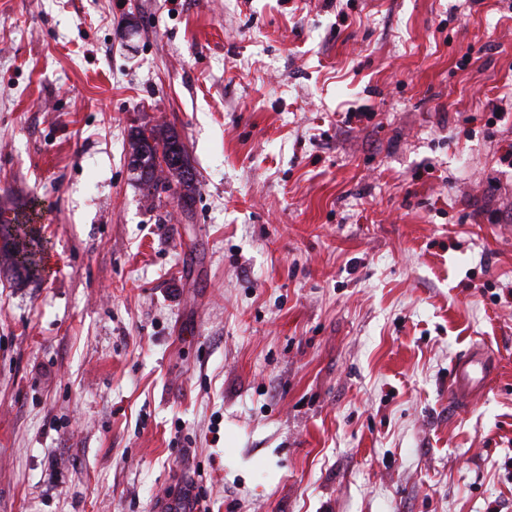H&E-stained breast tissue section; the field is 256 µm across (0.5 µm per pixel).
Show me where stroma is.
<instances>
[{
    "label": "stroma",
    "mask_w": 512,
    "mask_h": 512,
    "mask_svg": "<svg viewBox=\"0 0 512 512\" xmlns=\"http://www.w3.org/2000/svg\"><path fill=\"white\" fill-rule=\"evenodd\" d=\"M510 149L512 0H0V512H512ZM132 163L139 162V180L149 196L154 195L161 183V175L171 176L180 186L179 203L185 211H190L195 202V174L189 163L184 145L172 128L153 125L146 131L137 127L130 138ZM161 152L167 172L157 164ZM160 170L157 174H155ZM30 208V213L25 214L23 220L14 218L17 224L1 220L0 225V237L6 246V249H0V265L7 263L18 274L21 270L33 271L38 266L41 243L33 228L27 224L33 222V217L37 215L36 203L33 202ZM489 358V355L481 350L472 349L455 361L448 395L457 408L468 405L472 393L481 387L484 378L490 373ZM478 372L481 377H478Z\"/></svg>",
    "instance_id": "35a3bbf8"
}]
</instances>
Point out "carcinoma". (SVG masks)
<instances>
[{
  "label": "carcinoma",
  "instance_id": "obj_1",
  "mask_svg": "<svg viewBox=\"0 0 512 512\" xmlns=\"http://www.w3.org/2000/svg\"><path fill=\"white\" fill-rule=\"evenodd\" d=\"M130 157L132 162L139 163V180L148 195H154L158 189L161 175L170 176L180 186L181 207L191 210L195 202V174L174 129L153 125L147 132L134 130L130 138ZM34 216L36 205L33 204L23 220L15 224L8 220L0 222V237L5 244V248L0 249V265L7 263L17 273L36 269L41 243L34 230L29 228Z\"/></svg>",
  "mask_w": 512,
  "mask_h": 512
}]
</instances>
